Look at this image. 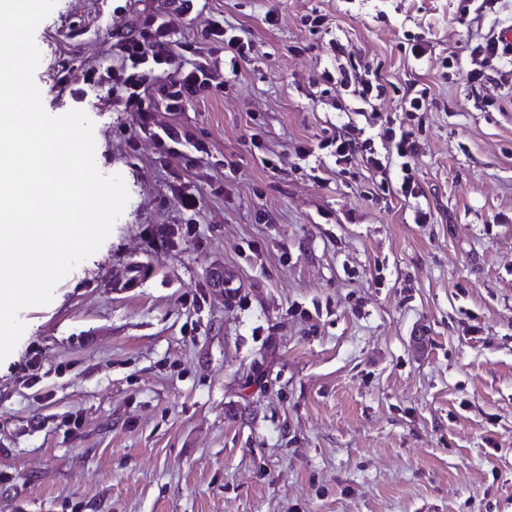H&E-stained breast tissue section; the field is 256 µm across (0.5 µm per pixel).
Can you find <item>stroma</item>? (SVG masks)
<instances>
[{"label":"stroma","instance_id":"35a3bbf8","mask_svg":"<svg viewBox=\"0 0 512 512\" xmlns=\"http://www.w3.org/2000/svg\"><path fill=\"white\" fill-rule=\"evenodd\" d=\"M152 14L185 61L229 63L217 15L250 44L224 89L154 113L175 154L123 92L60 82L116 68ZM510 23L512 0H57L35 83L91 118L129 201L0 362V512H512V60L478 51ZM351 66L381 122L322 79ZM389 123L415 130L417 198L399 164L320 146L351 126L378 149ZM112 79L113 75L106 73L104 76L98 68L93 65L84 64L76 70L75 73H65L60 82L63 85H80L79 88L73 89L80 98L87 94V91L95 93L96 96L112 94V85L108 79ZM113 80V79H112ZM85 86V87H84Z\"/></svg>","mask_w":512,"mask_h":512}]
</instances>
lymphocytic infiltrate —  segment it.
Masks as SVG:
<instances>
[{
	"label": "lymphocytic infiltrate",
	"instance_id": "obj_1",
	"mask_svg": "<svg viewBox=\"0 0 512 512\" xmlns=\"http://www.w3.org/2000/svg\"><path fill=\"white\" fill-rule=\"evenodd\" d=\"M175 47L170 24L152 15L145 18L136 35L121 41L118 81L125 92L126 107L137 113L141 131L164 147L180 144L182 133L174 125L153 127L152 112L160 107L168 112L183 111L192 100L205 96L210 89L223 87L225 78L223 69L215 61L182 63ZM326 144L331 147L340 166L352 164L361 155L375 168L400 160L402 178L399 191L403 197L414 196L415 182L410 164L416 152L413 130L392 133L385 151L381 153H363L355 137L343 131L327 139Z\"/></svg>",
	"mask_w": 512,
	"mask_h": 512
}]
</instances>
